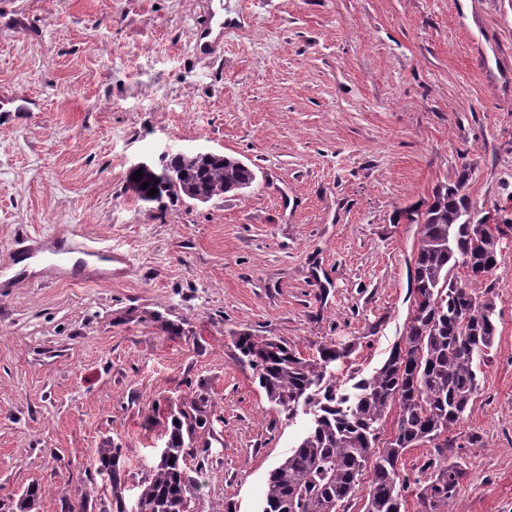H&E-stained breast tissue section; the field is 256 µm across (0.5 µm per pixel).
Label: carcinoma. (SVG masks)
Returning a JSON list of instances; mask_svg holds the SVG:
<instances>
[{"label": "carcinoma", "mask_w": 512, "mask_h": 512, "mask_svg": "<svg viewBox=\"0 0 512 512\" xmlns=\"http://www.w3.org/2000/svg\"><path fill=\"white\" fill-rule=\"evenodd\" d=\"M171 182H151L157 193L206 203L250 187L254 171L242 160L194 151L166 158ZM468 170L453 185L437 189L411 222L423 225L413 276L414 305L402 343L382 365L360 378L354 395L336 388L331 364L347 357L335 345L318 347L303 358L283 341L244 333L237 347L259 369L258 382L269 402L293 418L302 411L312 424L298 445L269 474L261 512H348L364 476H369L362 512H402L406 479L401 461L408 449L435 443L439 463L415 495L425 512H453L464 471L448 461L444 435L464 415L480 388L481 360L497 333L496 303L485 287L501 259L505 236L491 230L463 188ZM396 412V434L378 446L380 431ZM200 406L172 421L167 460L149 467L139 485L138 512H181L194 494L184 434L205 424ZM97 470L114 480L112 449L96 450Z\"/></svg>", "instance_id": "carcinoma-1"}]
</instances>
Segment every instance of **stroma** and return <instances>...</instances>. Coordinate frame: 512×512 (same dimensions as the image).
<instances>
[{
	"mask_svg": "<svg viewBox=\"0 0 512 512\" xmlns=\"http://www.w3.org/2000/svg\"><path fill=\"white\" fill-rule=\"evenodd\" d=\"M0 0V512H131L171 418L199 405V512H259L310 418L287 419L239 334L333 363L340 385L401 341L419 227L468 169L480 212L512 206V0ZM245 161L205 204L148 196L162 152ZM124 253L102 279L16 271L15 243L72 234ZM480 390L448 433L455 512H512V238ZM108 448L117 478L92 466ZM215 16L216 12L212 10L211 13L198 22L194 29L192 38L193 49L200 55L214 56L220 54L223 50L224 21L219 24V34L211 38Z\"/></svg>",
	"mask_w": 512,
	"mask_h": 512,
	"instance_id": "stroma-1",
	"label": "stroma"
}]
</instances>
